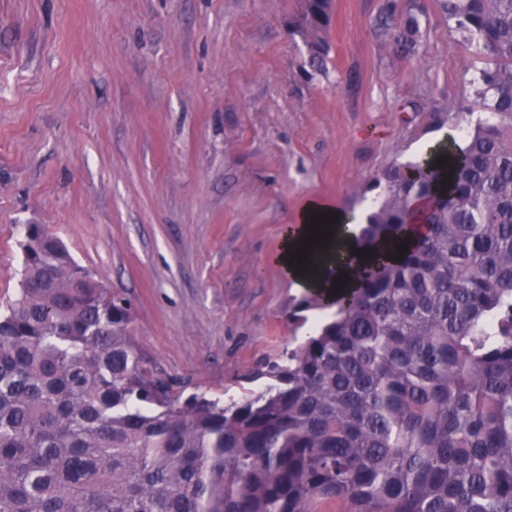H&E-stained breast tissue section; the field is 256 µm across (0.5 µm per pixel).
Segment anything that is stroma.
<instances>
[{"mask_svg":"<svg viewBox=\"0 0 512 512\" xmlns=\"http://www.w3.org/2000/svg\"><path fill=\"white\" fill-rule=\"evenodd\" d=\"M422 5L411 54L392 32ZM301 0H0V303L43 224L135 310L185 393L242 400L295 345L275 258L312 199L363 211L383 170L462 136L481 60L437 0H333L307 78Z\"/></svg>","mask_w":512,"mask_h":512,"instance_id":"obj_1","label":"stroma"}]
</instances>
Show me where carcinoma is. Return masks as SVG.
<instances>
[{
	"mask_svg": "<svg viewBox=\"0 0 512 512\" xmlns=\"http://www.w3.org/2000/svg\"><path fill=\"white\" fill-rule=\"evenodd\" d=\"M485 67L487 115L385 170L334 316L240 402L183 399L132 336L133 309L44 224L0 306V512H512V0H440ZM332 0L293 34L313 74ZM419 16L393 35L408 54ZM331 304L302 297L290 319Z\"/></svg>",
	"mask_w": 512,
	"mask_h": 512,
	"instance_id": "cac0c4a2",
	"label": "carcinoma"
}]
</instances>
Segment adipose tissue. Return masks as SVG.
Listing matches in <instances>:
<instances>
[{
  "label": "adipose tissue",
  "instance_id": "1",
  "mask_svg": "<svg viewBox=\"0 0 512 512\" xmlns=\"http://www.w3.org/2000/svg\"><path fill=\"white\" fill-rule=\"evenodd\" d=\"M327 204L318 201H308L296 226L287 228L284 233L283 245L276 257L277 263L285 266L289 277L299 287L306 289H333V281L338 277L355 279L356 269L350 266L347 261L348 253L354 252V239L357 236L364 219L360 215L340 213L336 223L331 226V234L327 238L323 251L326 259L317 268L298 269L288 263V254L294 251L295 247L302 244L308 228L311 226L312 216L327 211Z\"/></svg>",
  "mask_w": 512,
  "mask_h": 512
}]
</instances>
